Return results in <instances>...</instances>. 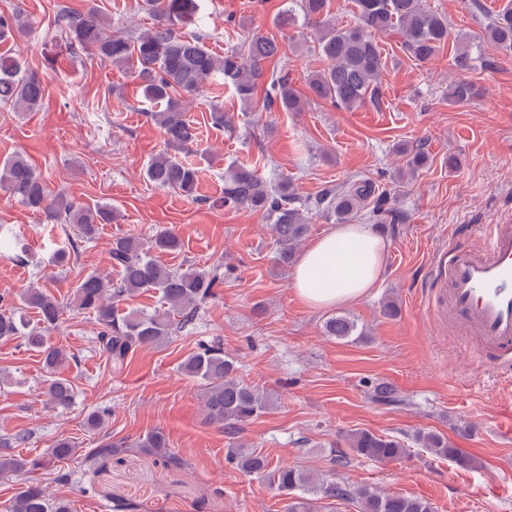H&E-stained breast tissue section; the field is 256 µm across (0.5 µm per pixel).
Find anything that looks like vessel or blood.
I'll use <instances>...</instances> for the list:
<instances>
[{"label": "vessel or blood", "instance_id": "1", "mask_svg": "<svg viewBox=\"0 0 512 512\" xmlns=\"http://www.w3.org/2000/svg\"><path fill=\"white\" fill-rule=\"evenodd\" d=\"M469 240L425 269L436 321L474 336L483 358L512 372V221L468 229Z\"/></svg>", "mask_w": 512, "mask_h": 512}]
</instances>
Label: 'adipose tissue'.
<instances>
[{"label": "adipose tissue", "instance_id": "ef3b65f1", "mask_svg": "<svg viewBox=\"0 0 512 512\" xmlns=\"http://www.w3.org/2000/svg\"><path fill=\"white\" fill-rule=\"evenodd\" d=\"M388 242L366 224H339L314 238L291 280L306 305L325 308L366 295L381 277Z\"/></svg>", "mask_w": 512, "mask_h": 512}]
</instances>
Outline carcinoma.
<instances>
[{"instance_id": "cac0c4a2", "label": "carcinoma", "mask_w": 512, "mask_h": 512, "mask_svg": "<svg viewBox=\"0 0 512 512\" xmlns=\"http://www.w3.org/2000/svg\"><path fill=\"white\" fill-rule=\"evenodd\" d=\"M328 0H289L280 23L291 25L303 21L313 30L314 46L326 61L323 69L307 78L309 90L319 99L352 110L379 97L380 79L386 61L376 35L397 32L402 51L420 63L431 61L448 43V19L427 8L423 0H353L358 22L338 26L329 19ZM145 9L156 19L154 27L127 38L106 33L103 22L92 13L64 8L57 18L66 49L84 51L101 62L130 71L139 80L142 97L154 106L151 119L163 132L166 150L154 156L146 167L149 182L195 199L199 183L198 167L180 158L198 144L195 128L186 118L188 98L197 95L215 75L224 76L237 98L247 107L263 92L264 107H281L288 112L300 108L301 97L292 84L288 70H268L266 63L280 56V44L273 38L255 36L244 52L215 56L204 38L188 35L183 28L193 23L197 0H145ZM27 26L18 16L0 14V42L7 41ZM485 37L494 47L512 50V3L488 18ZM484 57L472 56L466 37L456 40L454 65L470 70ZM45 95L40 75L25 68L21 60L9 53L0 54V106L16 111L38 109ZM477 95L475 85L467 79L448 84V102L464 104ZM0 190L26 208L39 212L53 224H71L77 236L91 240L104 224L117 219L107 205L77 204L62 194L53 193L35 169L17 154L0 163ZM220 205L235 210L265 214L271 222L276 261L290 267L297 251L310 231L308 211L314 207L340 224L354 221L367 210L380 223H387L394 212L392 197L376 190L368 178L352 179L338 189L328 190L314 206L297 203L293 184L286 180L268 182L255 171L230 169L224 176V195ZM182 249L181 238L171 230L142 239L126 235L112 240L108 258L119 280L112 275L92 272L80 280L74 290L75 307L93 314L99 326L97 343L116 368L126 365L130 353L138 348L158 346L169 341L179 327L191 324L199 306L214 296L213 288L223 274L215 267L174 269L161 256ZM160 294L162 307L152 312L123 308L121 302L138 293ZM0 296V338L24 336V343L39 352L50 379L45 390L52 408L68 409L73 402L71 381L57 371L75 357L63 347L48 341L46 332L62 321L63 306L44 287H31L19 296L20 306L7 304ZM33 309L42 327L21 332V310ZM325 329L339 340L355 333L356 324L345 315L329 318ZM181 373L201 387L205 421L230 435L270 407V399L237 375L236 361L224 354L219 336L200 344L180 364ZM111 415L107 406L89 413V429L102 431ZM422 447L438 457L473 466L475 460L454 446L448 437L436 432L415 435ZM344 442L358 457L377 462H392L406 454L397 440L357 430L343 436ZM160 459H170L165 434L156 430L140 442ZM77 448L68 439H60L41 459L15 456L0 457V475L23 476L35 469H51L75 455ZM225 459L237 469L268 479L288 503L285 512H314V498L348 499L359 504L360 512H434L421 498L387 494L368 485L352 486L331 475L315 476L293 466L270 467L266 455L239 445L227 449ZM7 512H70L69 502L51 497L44 485L32 480L23 483L7 507Z\"/></svg>"}]
</instances>
